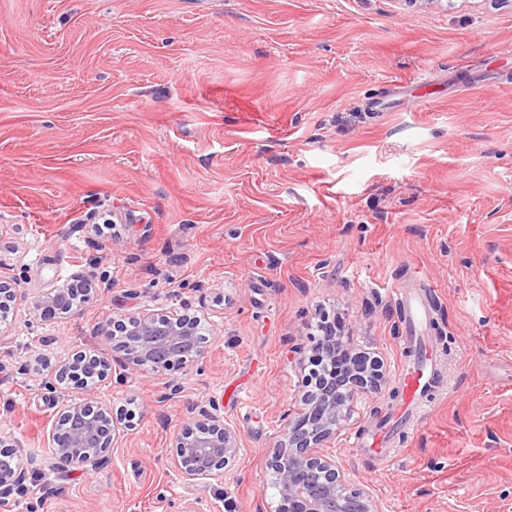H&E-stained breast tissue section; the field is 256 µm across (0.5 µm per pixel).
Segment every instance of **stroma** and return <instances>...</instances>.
I'll list each match as a JSON object with an SVG mask.
<instances>
[{"mask_svg": "<svg viewBox=\"0 0 512 512\" xmlns=\"http://www.w3.org/2000/svg\"><path fill=\"white\" fill-rule=\"evenodd\" d=\"M101 283L43 321L35 296ZM434 292L442 387L386 464L353 447L396 405L395 291ZM0 438L37 473L10 512H275L269 453L305 390L311 326L383 363L323 444L382 512H512V6L458 0H0ZM198 316L190 370L125 369L113 321ZM105 350L118 416L94 473L55 465ZM218 405L241 447L183 480L173 439ZM341 320V317L335 319L336 324L335 329H333V332H331L329 329V325L331 324L329 323V314H327V316L324 318H319L315 325L316 330L321 333V342L326 338V334H333V336H330L329 338L326 339L335 340L336 346L335 343H333L332 345L328 344L325 345L323 349L331 358H333L334 362L336 361V347L340 349L339 354L346 349L344 344L345 342L343 341L345 326L341 322Z\"/></svg>", "mask_w": 512, "mask_h": 512, "instance_id": "obj_1", "label": "stroma"}]
</instances>
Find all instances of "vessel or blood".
<instances>
[{
	"mask_svg": "<svg viewBox=\"0 0 512 512\" xmlns=\"http://www.w3.org/2000/svg\"><path fill=\"white\" fill-rule=\"evenodd\" d=\"M398 299L404 319L412 325H426L430 316L432 294L422 279H414L412 285L399 289ZM405 348H417V357L400 366L397 381L402 391V403L393 410L388 423L395 428L415 426L431 396L437 389L438 364L433 355L435 349L428 336H407L403 339Z\"/></svg>",
	"mask_w": 512,
	"mask_h": 512,
	"instance_id": "obj_1",
	"label": "vessel or blood"
}]
</instances>
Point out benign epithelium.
I'll list each match as a JSON object with an SVG mask.
<instances>
[{
    "instance_id": "benign-epithelium-1",
    "label": "benign epithelium",
    "mask_w": 512,
    "mask_h": 512,
    "mask_svg": "<svg viewBox=\"0 0 512 512\" xmlns=\"http://www.w3.org/2000/svg\"><path fill=\"white\" fill-rule=\"evenodd\" d=\"M95 277L88 273L79 279L55 284L32 302L33 311L43 318L76 312V295H88ZM198 318L188 314L143 312L128 321H112L108 334L111 343L121 340L125 366L132 370L145 367L158 376L175 368H191L204 354L196 343ZM86 356L74 354L61 363L50 387L84 382ZM363 364L352 359L348 364L345 386L341 392L330 388L315 396L303 394L296 416L284 428V442L272 450L269 464L275 470L280 496L279 512H380L369 492L348 484L336 462L319 451L322 443L336 432L345 407L369 391L358 373ZM219 407L202 409L191 426L175 438L174 465L188 480L223 476L224 467L239 450L236 430L220 423ZM115 423L110 404L91 391L66 405L53 435L54 456L63 464L84 459L85 471L96 469L112 447L111 426ZM27 473L15 466L0 467V499L21 488Z\"/></svg>"
}]
</instances>
